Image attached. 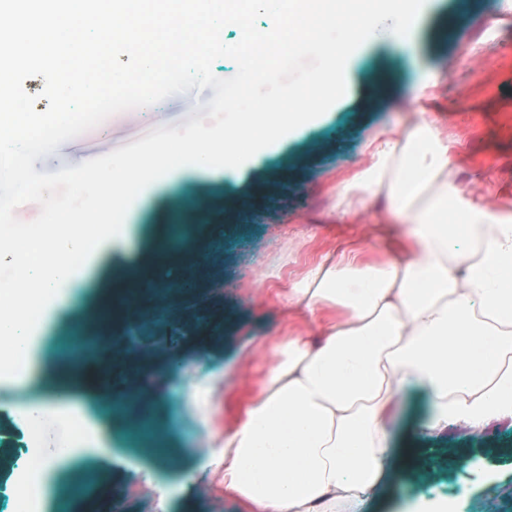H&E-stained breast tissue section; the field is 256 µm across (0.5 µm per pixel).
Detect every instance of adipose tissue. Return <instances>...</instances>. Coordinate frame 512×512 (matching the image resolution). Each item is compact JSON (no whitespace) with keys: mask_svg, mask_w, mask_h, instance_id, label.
I'll return each mask as SVG.
<instances>
[{"mask_svg":"<svg viewBox=\"0 0 512 512\" xmlns=\"http://www.w3.org/2000/svg\"><path fill=\"white\" fill-rule=\"evenodd\" d=\"M371 163L336 190V207L383 197L409 230L405 256L375 260L350 249L320 260L288 291L309 315L340 311L319 343L289 336L261 394L220 439L224 488L254 512H357L394 455L388 420L404 392L424 390L435 433L448 423L481 431L512 419V209L462 207L448 170V141L424 119L370 142ZM134 238L130 224L78 221L60 213L37 235L0 225V378L34 374L37 318L71 288L73 258Z\"/></svg>","mask_w":512,"mask_h":512,"instance_id":"1","label":"adipose tissue"}]
</instances>
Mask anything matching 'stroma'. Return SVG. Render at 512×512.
<instances>
[{"instance_id": "35a3bbf8", "label": "stroma", "mask_w": 512, "mask_h": 512, "mask_svg": "<svg viewBox=\"0 0 512 512\" xmlns=\"http://www.w3.org/2000/svg\"><path fill=\"white\" fill-rule=\"evenodd\" d=\"M348 92L316 124L248 161L239 178L220 168L144 188L124 221L132 246L94 256L68 302L37 327L34 376L24 390L0 384V512H16L13 483L25 475L31 428L19 403L57 400L106 452L49 442L39 512H250L224 488V463L200 464L198 439L231 425L242 399L257 396L274 345L299 335L316 342L322 320L289 303V288L322 258L355 246L386 258L395 244L373 229L379 200L355 215L336 208V186L370 163L367 143L428 113L448 140L449 167L464 202L512 208V11L504 0H426L412 54L385 38L347 65ZM212 88L171 95L152 109L114 114L39 158L53 173L103 156L159 126L181 127ZM135 273L163 291L132 293ZM145 316L130 326L132 312ZM106 331L107 345L69 375L63 343ZM144 394L126 403L131 374ZM426 394L411 390L392 427L412 465L370 494L362 512H421L456 499L459 512H512V420L472 433L452 424L420 434ZM493 472V489L481 486Z\"/></svg>"}]
</instances>
